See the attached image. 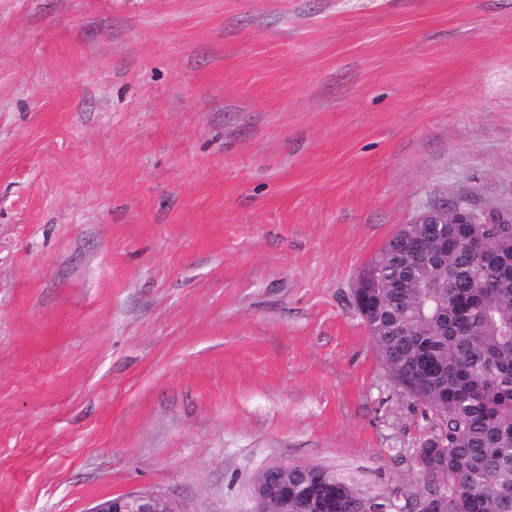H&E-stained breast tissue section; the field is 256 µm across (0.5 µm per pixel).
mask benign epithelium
Here are the masks:
<instances>
[{
    "label": "benign epithelium",
    "instance_id": "obj_1",
    "mask_svg": "<svg viewBox=\"0 0 512 512\" xmlns=\"http://www.w3.org/2000/svg\"><path fill=\"white\" fill-rule=\"evenodd\" d=\"M503 217L512 222V210L498 207H475L459 200L440 210L437 224H491ZM369 287L365 271L352 281L351 297L362 319L374 311L373 296L364 292ZM310 477L305 484L288 481V464L277 463L266 467L252 484L256 501L255 512H293L296 502L302 500L308 512H369L370 502L360 499L347 504L344 492L337 485L336 476L315 466H307ZM87 512H184L168 495L158 492L129 493L102 500Z\"/></svg>",
    "mask_w": 512,
    "mask_h": 512
}]
</instances>
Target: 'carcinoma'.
<instances>
[{"mask_svg": "<svg viewBox=\"0 0 512 512\" xmlns=\"http://www.w3.org/2000/svg\"><path fill=\"white\" fill-rule=\"evenodd\" d=\"M413 246L394 236L371 259L377 311L367 328L394 377L439 417L431 437L448 457L423 463L424 493L440 490L448 512H512V223L481 224L479 247L453 239L439 252L426 226Z\"/></svg>", "mask_w": 512, "mask_h": 512, "instance_id": "carcinoma-1", "label": "carcinoma"}]
</instances>
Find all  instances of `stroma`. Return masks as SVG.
Masks as SVG:
<instances>
[{
  "instance_id": "35a3bbf8",
  "label": "stroma",
  "mask_w": 512,
  "mask_h": 512,
  "mask_svg": "<svg viewBox=\"0 0 512 512\" xmlns=\"http://www.w3.org/2000/svg\"><path fill=\"white\" fill-rule=\"evenodd\" d=\"M464 197L512 209V0H0V512L278 462L409 512L350 285Z\"/></svg>"
}]
</instances>
